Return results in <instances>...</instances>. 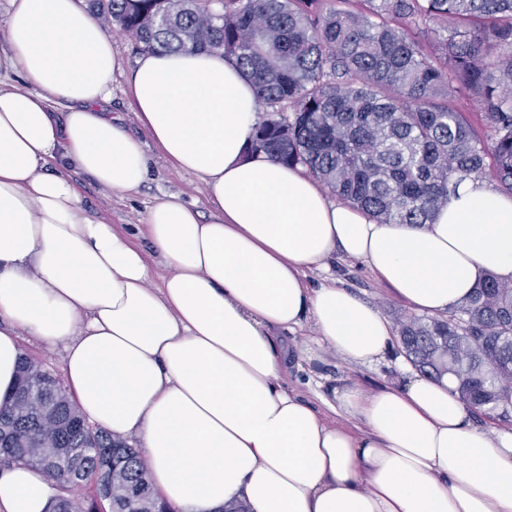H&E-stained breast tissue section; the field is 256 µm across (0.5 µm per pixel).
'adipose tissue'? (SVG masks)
<instances>
[{
	"instance_id": "obj_1",
	"label": "adipose tissue",
	"mask_w": 512,
	"mask_h": 512,
	"mask_svg": "<svg viewBox=\"0 0 512 512\" xmlns=\"http://www.w3.org/2000/svg\"><path fill=\"white\" fill-rule=\"evenodd\" d=\"M10 4L0 38L21 83L0 88V404L27 334L63 344L79 412L138 436L158 496L181 512L234 499L251 512H512V429L474 426L448 381L406 365L400 386L335 392L353 429L283 385L290 351L271 334L309 324L349 362L385 359L392 323L308 272L339 252L446 316L485 274L512 283V196L468 180L430 223H377L301 167L249 153L254 88L211 52L137 59L135 136L102 108L121 58L92 13ZM148 139L210 204L166 194L147 208L141 233L170 269L154 288L132 233L86 216L74 179L135 190ZM54 494L40 470L0 468V512H49Z\"/></svg>"
}]
</instances>
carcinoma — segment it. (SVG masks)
<instances>
[{
    "instance_id": "1",
    "label": "carcinoma",
    "mask_w": 512,
    "mask_h": 512,
    "mask_svg": "<svg viewBox=\"0 0 512 512\" xmlns=\"http://www.w3.org/2000/svg\"><path fill=\"white\" fill-rule=\"evenodd\" d=\"M138 50H207L254 86L263 116L249 152L299 165L380 224H426L467 179L512 193V0H91ZM482 115L479 133L460 101ZM399 341L429 377L455 380L490 416L512 399V285L488 273L440 320L411 315ZM48 405L50 416L39 408ZM67 389L18 372L0 408V467L42 471L54 512L94 482L143 512L158 498L140 449L75 425Z\"/></svg>"
}]
</instances>
